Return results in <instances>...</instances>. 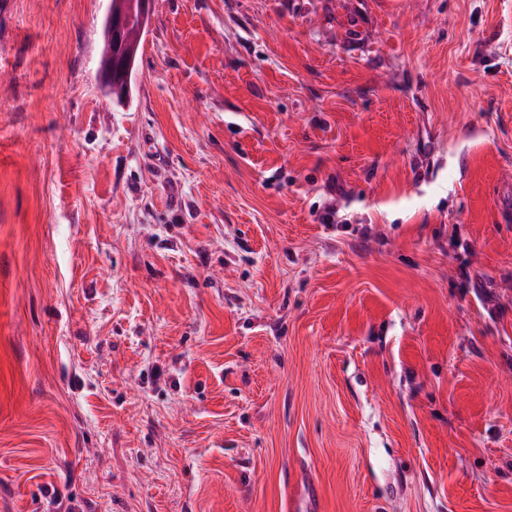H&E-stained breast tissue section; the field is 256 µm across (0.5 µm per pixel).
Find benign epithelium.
Masks as SVG:
<instances>
[{
    "label": "benign epithelium",
    "mask_w": 512,
    "mask_h": 512,
    "mask_svg": "<svg viewBox=\"0 0 512 512\" xmlns=\"http://www.w3.org/2000/svg\"><path fill=\"white\" fill-rule=\"evenodd\" d=\"M130 16V4L125 0H114L109 4L104 22V39L111 45L110 58L101 68L100 85L104 95L112 96L126 79L131 64V52L126 42V31Z\"/></svg>",
    "instance_id": "1"
}]
</instances>
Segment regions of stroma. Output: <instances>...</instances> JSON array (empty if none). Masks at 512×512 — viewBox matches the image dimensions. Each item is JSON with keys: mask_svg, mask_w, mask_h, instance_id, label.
<instances>
[{"mask_svg": "<svg viewBox=\"0 0 512 512\" xmlns=\"http://www.w3.org/2000/svg\"><path fill=\"white\" fill-rule=\"evenodd\" d=\"M108 7L0 0V512H512V0H153L122 103Z\"/></svg>", "mask_w": 512, "mask_h": 512, "instance_id": "obj_1", "label": "stroma"}]
</instances>
